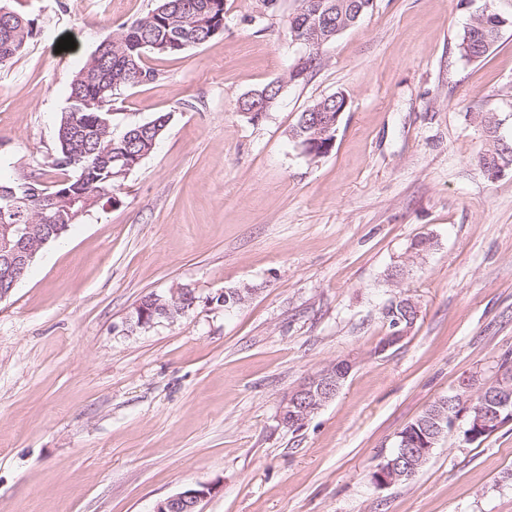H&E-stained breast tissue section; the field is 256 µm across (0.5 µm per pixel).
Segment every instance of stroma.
<instances>
[{"instance_id":"35a3bbf8","label":"stroma","mask_w":512,"mask_h":512,"mask_svg":"<svg viewBox=\"0 0 512 512\" xmlns=\"http://www.w3.org/2000/svg\"><path fill=\"white\" fill-rule=\"evenodd\" d=\"M8 4L34 33L0 68V180L49 186L70 81L156 0ZM299 6L224 0L223 32L118 90L114 133L171 120L119 204L46 244L0 300V512H152L199 486L200 512H512V423L473 444L448 433L408 481L371 479L429 404L495 381L512 353V169L477 166L478 113L512 138V0H374L295 82ZM485 8L507 24L465 60ZM272 82L250 121L241 98ZM336 93L335 143L310 158L290 130ZM182 287L198 298L184 317L136 326L144 295ZM236 288L244 304H214ZM405 297L420 313L392 344ZM342 360L336 397L281 426L284 396ZM505 22L498 13L486 8L473 14L457 42L461 57L478 60L485 56L498 41Z\"/></svg>"}]
</instances>
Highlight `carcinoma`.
<instances>
[{
  "label": "carcinoma",
  "instance_id": "obj_1",
  "mask_svg": "<svg viewBox=\"0 0 512 512\" xmlns=\"http://www.w3.org/2000/svg\"><path fill=\"white\" fill-rule=\"evenodd\" d=\"M370 0H301L299 10L289 20L292 40L303 42L306 29L312 26L327 28L341 19L345 28L356 24V17L367 11ZM8 18L0 20V66L19 55L33 35V23L14 9L0 5ZM224 20V0H159V4L143 17L121 25L112 35L111 48L91 55L74 75L68 92L67 111L62 113L58 130V150L52 161L55 169L73 172V176L45 186L37 180L0 182V188L14 191V198L0 196V225L2 224H68L73 225L67 210L75 211L89 202V208L115 194L126 177L118 175L126 159L147 150L152 140L161 137L170 115L162 113L151 121L134 125L116 136L112 127L102 124L111 118L115 91L148 84L159 78L156 69L147 64L151 55L174 56L184 49L172 46L180 42L190 48L206 42L211 28ZM505 19L493 10L483 9L470 18L458 39L461 57L478 60L498 41ZM344 98L336 101L325 98L313 102L301 112L291 133L309 136L307 130L321 116L326 122L336 121V112L343 107ZM486 135L485 148L478 154L480 171L490 176L492 170L512 168V151L508 152L497 135L498 119L486 113L481 117ZM69 192L78 199L74 206L63 203L47 218L41 212V197ZM442 400L431 404L417 419L397 436L395 449L387 456L391 460L404 440L415 439L430 413L441 406Z\"/></svg>",
  "mask_w": 512,
  "mask_h": 512
}]
</instances>
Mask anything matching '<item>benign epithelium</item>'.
I'll return each instance as SVG.
<instances>
[{"label":"benign epithelium","instance_id":"1","mask_svg":"<svg viewBox=\"0 0 512 512\" xmlns=\"http://www.w3.org/2000/svg\"><path fill=\"white\" fill-rule=\"evenodd\" d=\"M246 100H255L249 116L257 112L270 110L274 100L267 92L252 91L244 96ZM49 234L41 239L34 238L33 225L12 224L0 238V252L7 253V266L0 269V300L7 297L22 280L38 251L51 240V236H60L66 227L61 224L48 225ZM185 288H176L167 295H153L149 306L135 307V325L149 328L155 321L165 319L174 321L187 313L184 294ZM345 375L337 372L335 366L322 369L309 376L298 388L282 401L278 421L290 430L303 428L311 416L326 403L336 397L340 380ZM448 404L459 406L460 412L450 416L449 430L463 433V441L472 443L477 439L495 432L501 426L512 422V378L498 376L492 384L482 385L478 377L471 376L459 383L457 394L448 397ZM439 419L429 431L421 435L415 447L403 452V455L389 465H381L372 477L374 484L387 487L402 478H411L418 468L431 455L440 438L445 434ZM209 494V488H189L159 501L153 512H199L201 500Z\"/></svg>","mask_w":512,"mask_h":512}]
</instances>
